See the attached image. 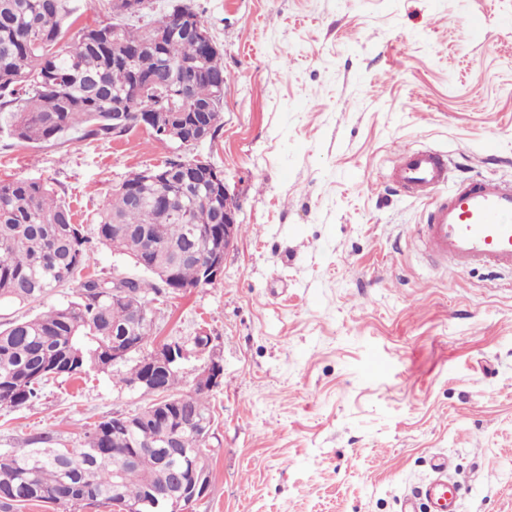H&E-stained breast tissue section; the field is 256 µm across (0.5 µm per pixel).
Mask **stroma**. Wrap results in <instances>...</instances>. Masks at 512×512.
<instances>
[{"instance_id":"stroma-1","label":"stroma","mask_w":512,"mask_h":512,"mask_svg":"<svg viewBox=\"0 0 512 512\" xmlns=\"http://www.w3.org/2000/svg\"><path fill=\"white\" fill-rule=\"evenodd\" d=\"M224 53L223 127L191 147L238 203L222 279L150 297L157 339L212 338L208 496L186 512H400L447 456L461 512H512V283L436 270L425 202L390 188L391 148L443 151L450 174L512 179V0H193ZM172 143L47 147L0 122V179L46 183L95 213ZM143 278L95 245L73 282L0 323L73 300L80 281ZM150 396L108 374L0 407V449L85 430Z\"/></svg>"}]
</instances>
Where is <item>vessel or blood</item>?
Segmentation results:
<instances>
[{"instance_id": "obj_1", "label": "vessel or blood", "mask_w": 512, "mask_h": 512, "mask_svg": "<svg viewBox=\"0 0 512 512\" xmlns=\"http://www.w3.org/2000/svg\"><path fill=\"white\" fill-rule=\"evenodd\" d=\"M389 181L430 202L421 227L425 245L444 271L471 267L512 271V181L495 176L451 179L448 159L408 145L393 148ZM433 478L402 504V512H459L448 488V459L431 461Z\"/></svg>"}]
</instances>
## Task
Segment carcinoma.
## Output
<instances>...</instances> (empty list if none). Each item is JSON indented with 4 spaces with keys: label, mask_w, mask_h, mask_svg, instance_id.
I'll list each match as a JSON object with an SVG mask.
<instances>
[{
    "label": "carcinoma",
    "mask_w": 512,
    "mask_h": 512,
    "mask_svg": "<svg viewBox=\"0 0 512 512\" xmlns=\"http://www.w3.org/2000/svg\"><path fill=\"white\" fill-rule=\"evenodd\" d=\"M163 36L134 24L85 26L57 44L81 16L80 0H0V112L12 138L55 142L110 139L140 122L159 139L172 137L151 119L179 110L209 126L216 138L224 108V55L187 29L197 14L168 3ZM149 107L150 112L143 111ZM223 179L196 161L161 172L132 173L96 218L97 241L115 245L154 279L88 277L76 300L0 328V406L19 408L40 398L51 379L112 373V348L146 347L151 340L147 297L158 284L186 291L207 284L213 244L223 238ZM90 238L70 207L44 183L0 180V302H37L70 282L83 265ZM180 359L138 358L120 382L146 374L167 399L132 419H106L85 433L80 448L0 451V512L30 502L75 506L122 501L138 512H167L193 494L170 482L169 465L207 484L209 393L179 392ZM175 440L181 454L158 447ZM125 472L115 487V474Z\"/></svg>",
    "instance_id": "carcinoma-1"
}]
</instances>
